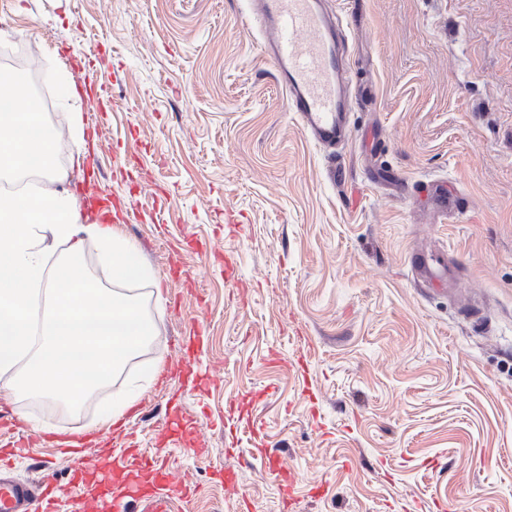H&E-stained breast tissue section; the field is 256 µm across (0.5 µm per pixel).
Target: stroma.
I'll return each mask as SVG.
<instances>
[{
  "instance_id": "1",
  "label": "stroma",
  "mask_w": 512,
  "mask_h": 512,
  "mask_svg": "<svg viewBox=\"0 0 512 512\" xmlns=\"http://www.w3.org/2000/svg\"><path fill=\"white\" fill-rule=\"evenodd\" d=\"M249 2L0 0V55L79 92L83 140L48 114L64 189L86 216L111 197L104 223L164 291L137 284L160 333L114 384L139 382L124 426L191 487L183 512H512V0H326L353 62L333 156ZM6 382L17 479L111 458L96 402L69 415Z\"/></svg>"
}]
</instances>
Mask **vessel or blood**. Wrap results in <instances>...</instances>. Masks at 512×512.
Instances as JSON below:
<instances>
[{
    "instance_id": "1",
    "label": "vessel or blood",
    "mask_w": 512,
    "mask_h": 512,
    "mask_svg": "<svg viewBox=\"0 0 512 512\" xmlns=\"http://www.w3.org/2000/svg\"><path fill=\"white\" fill-rule=\"evenodd\" d=\"M253 20L259 28L262 52L273 62L302 130L326 147L345 144L350 130L344 116L350 104L351 66L339 51L343 33L324 0H255ZM132 461L146 471L155 494H140L125 512H176L190 489L176 474L140 449H119L116 465ZM0 463V512H57L60 499L53 472L43 471L36 482L16 481Z\"/></svg>"
}]
</instances>
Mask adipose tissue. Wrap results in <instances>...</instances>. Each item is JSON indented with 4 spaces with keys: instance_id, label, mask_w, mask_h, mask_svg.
Listing matches in <instances>:
<instances>
[{
    "instance_id": "adipose-tissue-1",
    "label": "adipose tissue",
    "mask_w": 512,
    "mask_h": 512,
    "mask_svg": "<svg viewBox=\"0 0 512 512\" xmlns=\"http://www.w3.org/2000/svg\"><path fill=\"white\" fill-rule=\"evenodd\" d=\"M27 103L24 111L14 100ZM57 131L39 117L27 87L0 69V172L21 180L43 171L53 181L64 172L50 165ZM49 209L37 198L0 193V372L22 366L20 391L71 409L111 386L126 364L157 333L128 280H154L132 243L110 227L82 220L75 196L49 193ZM93 240L112 285L99 287L82 262ZM65 256L45 273L49 246Z\"/></svg>"
}]
</instances>
